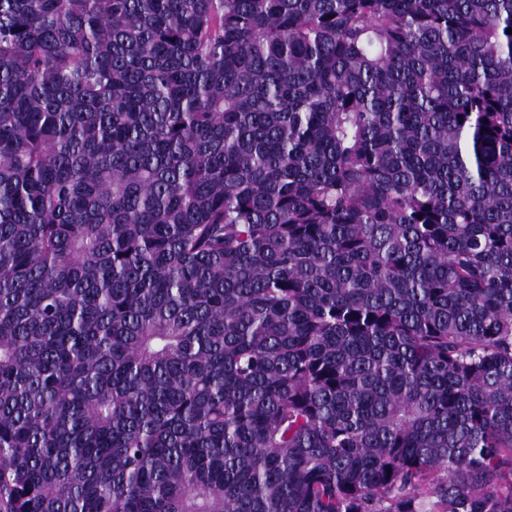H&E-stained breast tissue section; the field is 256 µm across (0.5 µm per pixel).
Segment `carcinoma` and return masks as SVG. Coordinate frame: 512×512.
Segmentation results:
<instances>
[{
	"label": "carcinoma",
	"instance_id": "cac0c4a2",
	"mask_svg": "<svg viewBox=\"0 0 512 512\" xmlns=\"http://www.w3.org/2000/svg\"><path fill=\"white\" fill-rule=\"evenodd\" d=\"M512 0H0V512H512Z\"/></svg>",
	"mask_w": 512,
	"mask_h": 512
}]
</instances>
